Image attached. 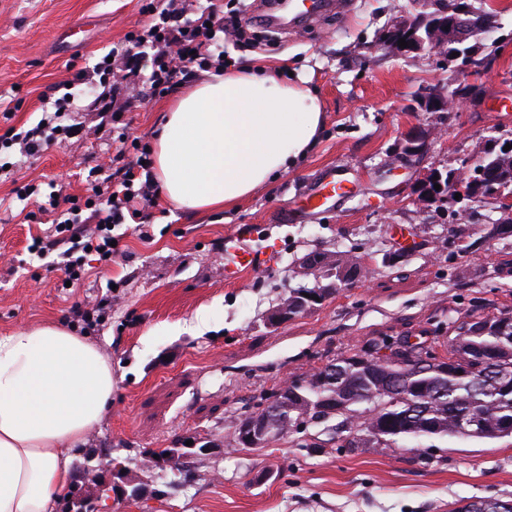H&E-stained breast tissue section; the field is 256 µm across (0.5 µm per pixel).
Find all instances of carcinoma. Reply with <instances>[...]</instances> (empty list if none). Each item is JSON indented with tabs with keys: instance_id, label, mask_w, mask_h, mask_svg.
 <instances>
[{
	"instance_id": "1",
	"label": "carcinoma",
	"mask_w": 512,
	"mask_h": 512,
	"mask_svg": "<svg viewBox=\"0 0 512 512\" xmlns=\"http://www.w3.org/2000/svg\"><path fill=\"white\" fill-rule=\"evenodd\" d=\"M482 195L512 197V174L485 185ZM316 256L339 281L356 267L343 254ZM444 348L446 360L437 363L423 360L428 349L416 342L397 362L363 366L353 355L334 363V376L319 368L291 381L287 430L322 423L345 433L344 448L389 447L399 438H512V314L462 321Z\"/></svg>"
}]
</instances>
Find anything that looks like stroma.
<instances>
[{"mask_svg": "<svg viewBox=\"0 0 512 512\" xmlns=\"http://www.w3.org/2000/svg\"><path fill=\"white\" fill-rule=\"evenodd\" d=\"M494 8L499 27L478 40L499 46L478 81L479 100L457 112L421 107L425 92L447 98L466 76L429 52L384 46L383 29L431 10L432 0H356L344 18L250 48L225 38L232 68L264 65L280 78H310L325 112L322 137L297 168L235 209L196 213L166 199L144 224H119L118 253L95 263L78 288L63 287L55 254L30 245L38 224H23L15 184L83 194L114 172L121 131L151 140L175 93L140 83L116 88L120 114L104 118L84 74L125 34L144 24L143 0H0V134L29 128L53 112L65 83L90 133L21 159L0 151V336L56 322L97 343L112 359V408L71 459L72 481L98 494L84 452L125 460L139 498L111 512H450L481 499L512 500V441L432 437L389 448H342L323 425H308L270 447L234 440L238 421L284 379L363 353L369 341L409 336L443 352L452 322L512 310V238H487L499 217L489 204L419 200L430 170L479 159L489 138L512 139V0H471ZM426 152L408 160L416 131ZM352 173L356 192L320 213L296 209L299 191L326 169ZM287 221H279V214ZM252 224L247 247L274 246L259 274L224 280V239ZM341 252L364 272L350 284L324 271L304 275L313 252ZM331 286L326 299L278 326L269 312L289 289ZM97 309L87 323L77 308ZM205 314L203 333L184 323ZM194 442L181 473L148 461L151 452Z\"/></svg>", "mask_w": 512, "mask_h": 512, "instance_id": "obj_1", "label": "stroma"}]
</instances>
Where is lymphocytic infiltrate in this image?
<instances>
[{"label": "lymphocytic infiltrate", "mask_w": 512, "mask_h": 512, "mask_svg": "<svg viewBox=\"0 0 512 512\" xmlns=\"http://www.w3.org/2000/svg\"><path fill=\"white\" fill-rule=\"evenodd\" d=\"M187 0H165L163 8L155 4L143 6V13L152 17L150 25L129 31L121 49L112 50L111 60H100L93 69L100 83L115 86L126 81L124 73L113 70V61L128 56L130 50L145 44L157 50L148 82L155 91L165 93L178 89L198 73L224 67V50L220 34L231 30L238 41L255 45V30L263 22L245 18L242 12L225 14L224 0H208L203 9L197 10L192 21H184ZM65 115L53 112L44 124L19 132L8 129L0 135V143L19 145L27 156L40 154L51 140L64 142L82 133L80 123L68 124ZM121 144L130 145L132 159L112 175L106 187H93L90 195H67L52 199V208L59 214L54 220V231L35 237L31 245L35 253L43 255L58 251L59 264L66 277H85L91 257L110 262L113 248L112 227L126 223L127 219L142 218L145 209L156 206L159 185L151 174V150L140 137L124 133Z\"/></svg>", "instance_id": "obj_1"}]
</instances>
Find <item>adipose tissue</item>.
Listing matches in <instances>:
<instances>
[{"label": "adipose tissue", "instance_id": "1", "mask_svg": "<svg viewBox=\"0 0 512 512\" xmlns=\"http://www.w3.org/2000/svg\"><path fill=\"white\" fill-rule=\"evenodd\" d=\"M324 125L317 94L251 69L177 98L154 136V171L177 207H230L295 168ZM112 360L53 323L0 336V512H57L74 450L105 417Z\"/></svg>", "mask_w": 512, "mask_h": 512}]
</instances>
